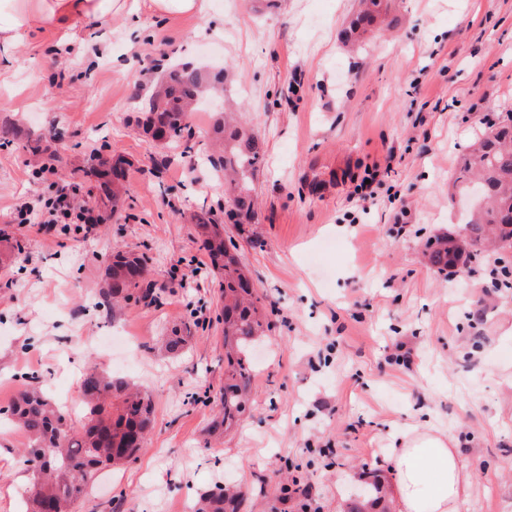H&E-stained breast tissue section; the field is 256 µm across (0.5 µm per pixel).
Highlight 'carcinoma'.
<instances>
[{"instance_id":"obj_1","label":"carcinoma","mask_w":512,"mask_h":512,"mask_svg":"<svg viewBox=\"0 0 512 512\" xmlns=\"http://www.w3.org/2000/svg\"><path fill=\"white\" fill-rule=\"evenodd\" d=\"M384 2L361 0L359 13L342 33L346 46L360 51L368 45L377 25L383 22ZM227 80L225 71L210 73L188 64L170 66L156 88L135 87L137 127L158 144L181 147L187 155L194 152L192 112L201 98L224 88ZM53 141L52 137L25 135L13 123H0V145L15 144L44 166L54 167L61 161ZM473 155L477 161L464 159L456 187L467 197L472 192L471 178L479 176L485 203L471 211L464 237L448 234L425 243L433 266L460 277L471 273L472 249L495 236L512 247V119L490 126ZM264 156L263 141L234 106L216 114L206 160L224 175V214L240 231L255 220L256 183ZM127 166L129 161L121 155L96 152L90 156L84 175L96 178V185L85 193L80 212L96 210L103 223L118 220L126 196ZM192 221L195 238L221 274L219 291L224 304L215 320L224 335V387L219 413L209 428L210 434L220 435L236 427L249 409L251 351L270 325L257 306V286L245 269L234 237L224 233V224L210 209H200ZM102 264L108 284L104 291L107 303L115 308L139 300L133 290L145 281V256L113 250L102 257ZM198 328L195 320L183 322L166 337V352L180 353ZM81 388L83 414L78 420L53 403L33 379L22 385L5 410L27 437L23 457L31 479L25 512H72L100 468L128 461L144 448L153 414L149 396L125 379L102 373L92 365L84 371ZM371 503H383L376 482L354 500L352 512H363ZM241 506V496L219 486L200 497L195 512H240Z\"/></svg>"}]
</instances>
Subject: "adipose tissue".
Here are the masks:
<instances>
[{
	"instance_id": "obj_1",
	"label": "adipose tissue",
	"mask_w": 512,
	"mask_h": 512,
	"mask_svg": "<svg viewBox=\"0 0 512 512\" xmlns=\"http://www.w3.org/2000/svg\"><path fill=\"white\" fill-rule=\"evenodd\" d=\"M137 10L132 0H0V46H17L49 30L70 47L79 28ZM392 462L398 474L397 512H457L470 476L447 436L418 428L398 433Z\"/></svg>"
}]
</instances>
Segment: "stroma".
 <instances>
[{
  "label": "stroma",
  "instance_id": "stroma-1",
  "mask_svg": "<svg viewBox=\"0 0 512 512\" xmlns=\"http://www.w3.org/2000/svg\"><path fill=\"white\" fill-rule=\"evenodd\" d=\"M357 8L280 0L257 14L247 0H209L202 16L82 28L63 55L55 34L0 47V121L63 132L59 183L89 187L93 152L131 162L123 220L64 234L20 223L18 206L48 189L22 150L0 147V227L22 244L0 268V408L32 375L78 412L92 364L153 401L138 458L97 472L75 512H192L226 484L241 488V512H299L283 506L278 473L302 476L319 512H347L367 482L394 499L392 435L408 427L454 441L472 474L458 512H512V290L490 274L502 255L475 252L460 280L423 251L465 221L453 182L487 117L512 119V0H389L394 28L351 54L340 33ZM149 52L232 71L228 93L265 148L259 208L238 244L271 329L252 354L249 411L211 443L224 384L219 285L190 216L224 202L205 161L217 108L193 113V155L140 134L131 88L154 80ZM374 171L365 213L355 188ZM115 247L148 256L157 304L100 307L97 257ZM198 310L202 329L169 356L172 327ZM26 442L0 419V512H18L29 486Z\"/></svg>",
  "mask_w": 512,
  "mask_h": 512
}]
</instances>
